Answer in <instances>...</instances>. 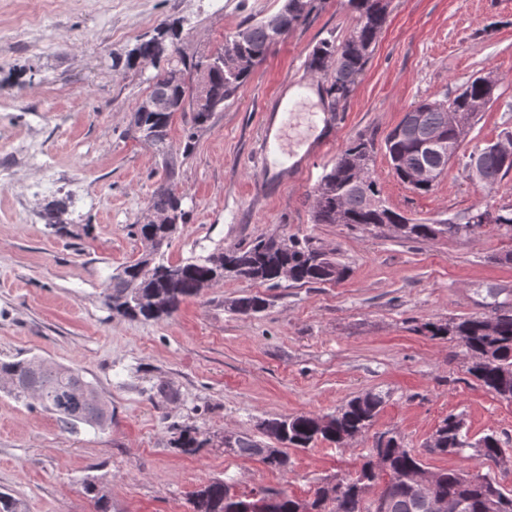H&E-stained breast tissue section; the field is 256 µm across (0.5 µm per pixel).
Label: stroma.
<instances>
[{
	"label": "stroma",
	"mask_w": 512,
	"mask_h": 512,
	"mask_svg": "<svg viewBox=\"0 0 512 512\" xmlns=\"http://www.w3.org/2000/svg\"><path fill=\"white\" fill-rule=\"evenodd\" d=\"M282 3L0 0V359L69 367L112 414L105 428L71 431L0 391V489L23 512H92L87 482L103 487L112 512H189L190 494L214 479L240 493L304 499L359 469L375 433L394 431L419 450L451 413L472 437L512 442V403L469 374L461 342L428 331L490 313L494 301L512 309V263L504 261L512 231L418 242L354 233L312 223L310 199L344 144L361 135L383 144L415 102L446 100L491 68L500 97L431 192L398 181L381 151L375 174L387 203L416 218L460 220L512 204V173L489 190L466 172L473 151L512 130V0H391L363 74L336 108L334 141L297 170L261 176L263 124L288 86L322 87L308 58L321 40L347 37V0H320L205 124L176 114L169 141L188 218L170 261L288 232L335 251L346 280L272 287L228 279L159 321L106 307L110 276L141 252L131 226L166 179L155 148L127 131L148 92L146 72L125 67L128 54L172 20L183 25L181 48L212 54L245 19ZM54 199L66 202L60 232L43 212ZM246 295L264 298L265 308L231 310ZM367 390L385 395L372 431L342 448L288 449V471L224 447L225 435L259 441L264 420L333 414ZM188 426L206 439L192 454L176 446Z\"/></svg>",
	"instance_id": "1"
}]
</instances>
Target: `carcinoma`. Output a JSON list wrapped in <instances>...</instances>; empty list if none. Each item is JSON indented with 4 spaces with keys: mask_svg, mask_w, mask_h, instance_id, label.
Returning <instances> with one entry per match:
<instances>
[{
    "mask_svg": "<svg viewBox=\"0 0 512 512\" xmlns=\"http://www.w3.org/2000/svg\"><path fill=\"white\" fill-rule=\"evenodd\" d=\"M355 13L354 26L349 36L336 43L334 39L320 41L308 59L309 69L327 82L325 92L332 103L347 100L362 75L388 16L385 0H348ZM314 0H283L281 8L259 19L243 21L231 35L238 43V53L224 60V69L215 66L205 55L189 56L180 49L164 53L159 37L178 39L180 29L162 22L156 37L137 45L127 59L130 68L139 59L160 56L163 66L148 76L149 94L162 92L169 96L182 95L186 86L203 83L198 104L191 105L196 125L206 123L211 113L224 106L247 82L254 69L265 59L270 48L284 39L290 29L305 20L313 11ZM496 89L475 78L467 82L448 104L421 101L404 113L401 121L384 141L393 174L402 183H408L410 171L425 165L434 171V179L447 173L449 155L426 154L420 143L437 132L446 134L448 143L459 150L466 135L448 125V108L467 113L478 121L481 113L498 100ZM419 118V132L412 138L406 128L413 116ZM176 112H151L137 105L128 132L133 138L155 147L169 169L167 182L160 184L148 198L145 211H153L168 219L166 224L136 221V236L142 244L139 257L112 275L105 288L104 303L121 316L158 321L171 316L179 304L188 297L200 294L205 283L218 285L227 278L260 281L272 287L282 281L281 272L288 270L290 281L299 285L340 282L347 275V267L332 254L315 245L310 237L288 235V248L276 246L279 235L261 236L245 248L225 250L218 246L207 256H192L178 263L165 257V248L171 245L178 226L185 223L183 196L174 187V167L169 142V131ZM375 143L371 138L359 136L347 142L337 153L335 163L319 181L323 189L313 202L312 223L342 224L352 230H374L384 224L395 225V234L405 240H429L439 236L470 237L485 232L487 224L479 219V212L470 213L463 222L452 220L400 222L402 214L391 208L381 197L378 180L373 171ZM512 171V159H506L492 144L470 155L468 177L488 189ZM234 311L242 315L260 312L265 300L259 296H243L231 302ZM497 315L493 328L485 325V316L463 317L431 330L434 337L460 336L471 358L469 373L487 391L499 399L512 396V313L496 305ZM0 383L8 384L6 391L16 401L33 398L63 425L75 428L85 424L101 429L108 420L102 404L86 381L75 371L48 365L37 357L0 361ZM82 386L90 400L82 402L79 411L63 408L57 402L60 395ZM384 397L380 393L363 392L351 398L340 410L324 416L315 414L286 415L280 421L288 426L286 445L310 448L319 442L335 444L344 435L369 430L376 420ZM464 419L450 413L439 424L438 433L444 455L476 459L489 468L484 476L496 481L490 468L512 462V456L494 434L473 439L464 431ZM205 439L197 428L187 427L177 441L186 453L202 447ZM233 453L241 457L257 454L256 441L247 435L238 436ZM389 478L393 484L386 492L391 498V512H422L421 506L402 486V478L423 466L415 450L404 446L385 449ZM434 494L443 499L463 504L461 512H485L483 508L487 484L471 479L472 473L464 469H440ZM229 485L222 480L202 484L190 494L191 512H240L238 503L226 502ZM93 512H112L109 497L95 483L84 485ZM274 495L276 500L267 505V512H299L298 499L285 492L265 491L252 495V502H260ZM318 512H371L370 504L361 496L348 491L330 500H316Z\"/></svg>",
    "mask_w": 512,
    "mask_h": 512,
    "instance_id": "carcinoma-1",
    "label": "carcinoma"
}]
</instances>
